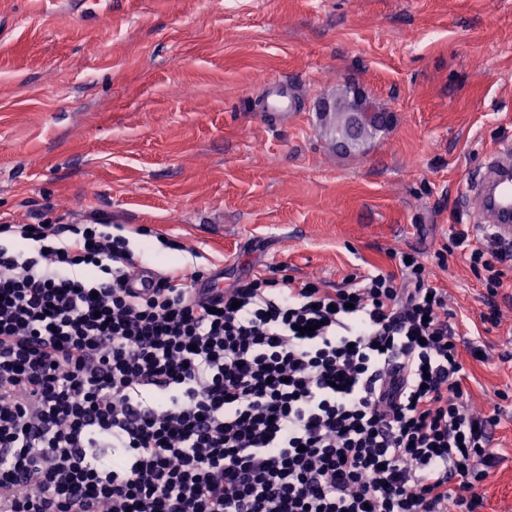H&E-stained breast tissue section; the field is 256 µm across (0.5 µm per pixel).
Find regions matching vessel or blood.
<instances>
[{
	"instance_id": "vessel-or-blood-1",
	"label": "vessel or blood",
	"mask_w": 512,
	"mask_h": 512,
	"mask_svg": "<svg viewBox=\"0 0 512 512\" xmlns=\"http://www.w3.org/2000/svg\"><path fill=\"white\" fill-rule=\"evenodd\" d=\"M269 96L262 110L265 117L284 121L297 104L295 93H284L276 79H269ZM467 198L479 214L489 215L491 227L476 225V232L491 230L494 238L503 244H512V144L503 143L487 155L478 172L466 178Z\"/></svg>"
}]
</instances>
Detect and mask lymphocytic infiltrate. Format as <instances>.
Listing matches in <instances>:
<instances>
[{
    "label": "lymphocytic infiltrate",
    "mask_w": 512,
    "mask_h": 512,
    "mask_svg": "<svg viewBox=\"0 0 512 512\" xmlns=\"http://www.w3.org/2000/svg\"><path fill=\"white\" fill-rule=\"evenodd\" d=\"M0 512H478L448 293L411 252L326 289L196 269L130 287L109 224H1ZM454 247L502 285L512 250Z\"/></svg>",
    "instance_id": "1"
}]
</instances>
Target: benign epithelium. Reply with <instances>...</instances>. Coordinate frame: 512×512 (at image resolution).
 Masks as SVG:
<instances>
[{
	"label": "benign epithelium",
	"instance_id": "benign-epithelium-1",
	"mask_svg": "<svg viewBox=\"0 0 512 512\" xmlns=\"http://www.w3.org/2000/svg\"><path fill=\"white\" fill-rule=\"evenodd\" d=\"M323 133L339 153L361 151L364 144L360 132L371 127L376 131L387 129L392 113L380 108L375 100L359 87L347 84L346 89L318 105Z\"/></svg>",
	"mask_w": 512,
	"mask_h": 512
}]
</instances>
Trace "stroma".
<instances>
[{
  "mask_svg": "<svg viewBox=\"0 0 512 512\" xmlns=\"http://www.w3.org/2000/svg\"><path fill=\"white\" fill-rule=\"evenodd\" d=\"M260 72L302 99L285 123L258 111ZM345 81L394 115L349 156L315 119ZM504 140L512 0H0V219L102 218L139 266L192 263L223 289L274 269L334 288L417 251L470 405L501 409L480 512H512V266L490 289L448 244Z\"/></svg>",
  "mask_w": 512,
  "mask_h": 512,
  "instance_id": "stroma-1",
  "label": "stroma"
}]
</instances>
